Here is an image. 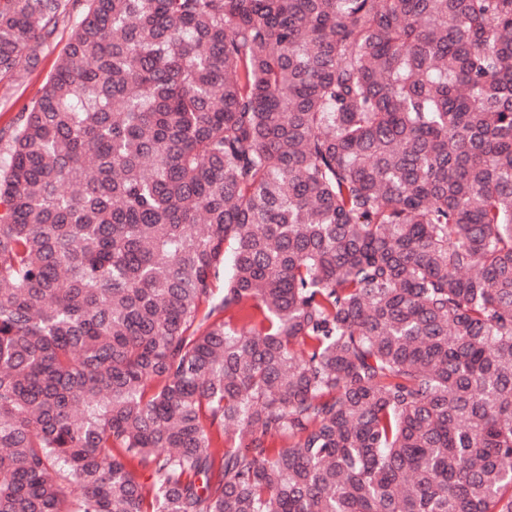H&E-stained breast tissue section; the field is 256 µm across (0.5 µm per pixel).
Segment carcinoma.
<instances>
[{
  "instance_id": "cac0c4a2",
  "label": "carcinoma",
  "mask_w": 512,
  "mask_h": 512,
  "mask_svg": "<svg viewBox=\"0 0 512 512\" xmlns=\"http://www.w3.org/2000/svg\"><path fill=\"white\" fill-rule=\"evenodd\" d=\"M75 9L0 154V512H512V0H0V76Z\"/></svg>"
}]
</instances>
